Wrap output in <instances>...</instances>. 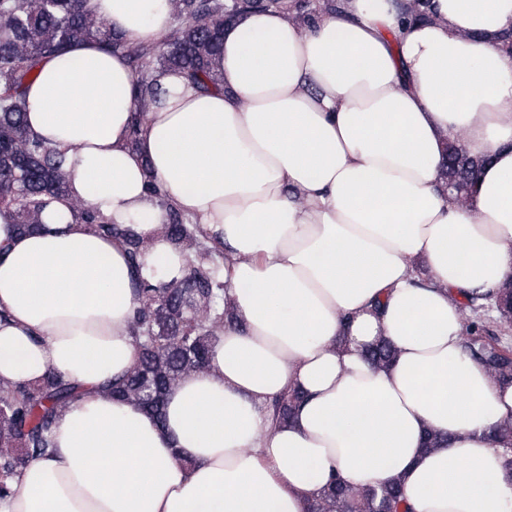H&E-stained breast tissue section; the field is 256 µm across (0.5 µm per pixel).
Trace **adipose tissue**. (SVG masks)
<instances>
[{
	"label": "adipose tissue",
	"mask_w": 512,
	"mask_h": 512,
	"mask_svg": "<svg viewBox=\"0 0 512 512\" xmlns=\"http://www.w3.org/2000/svg\"><path fill=\"white\" fill-rule=\"evenodd\" d=\"M89 7L131 42L172 24L171 0ZM511 29L512 0H433L427 21L340 0L309 26L252 10L224 27L220 90L172 74L145 113L100 39L44 59L24 112L66 151L69 201L30 234L0 215V383L54 372L89 393L0 512H307L331 479L401 481L414 512H512V383L464 352L461 313L512 280ZM457 137L490 159L464 205L441 180ZM72 202L138 222L139 270ZM171 206L223 247L236 319L160 421L100 386L136 363L137 277L185 264L158 232ZM382 339L396 354L377 367L364 351ZM293 390L303 401L272 426ZM429 432L446 443L424 449ZM303 396L300 392L286 394L271 405V420L273 424L287 423L293 416L297 405L302 401Z\"/></svg>",
	"instance_id": "obj_1"
}]
</instances>
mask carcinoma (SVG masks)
<instances>
[{"instance_id":"carcinoma-1","label":"carcinoma","mask_w":512,"mask_h":512,"mask_svg":"<svg viewBox=\"0 0 512 512\" xmlns=\"http://www.w3.org/2000/svg\"><path fill=\"white\" fill-rule=\"evenodd\" d=\"M179 25L163 42L130 45L112 31L109 21L95 15L88 0H0V213L12 219L18 233L42 226V212L52 200L68 201L66 151L35 139L24 119V96L37 78L44 58L63 52L71 43L104 36L112 51L125 54L137 74L145 109L164 95L163 76L175 73L202 92L221 88L214 60L224 49V25L250 10L277 9L302 22L335 6V0H176ZM406 13L416 21L430 18V0H409ZM157 67L141 70L151 59ZM486 157L468 154L458 142L446 150L443 178L454 198L468 197L477 170ZM84 230L120 240L131 265L148 248L146 238L134 228L114 224L90 207L70 206ZM161 234L174 246L193 252L181 273L171 278L142 280L136 289L132 335L139 360L132 371L107 385L121 403L134 404L157 419L164 417L169 390L187 373L209 367L224 331L234 319L233 307L224 300V250L211 241L188 217L169 209ZM466 349L502 380L512 379V355L505 348L483 344L467 336ZM395 356L382 341L368 350L378 367ZM86 395L76 383L50 374L33 386L0 384V500L9 483L30 458L46 457L53 448V429L60 414ZM300 392L286 394L271 405L273 424L288 422L302 401ZM308 512H412L402 484L379 487H345L330 482L312 501Z\"/></svg>"}]
</instances>
